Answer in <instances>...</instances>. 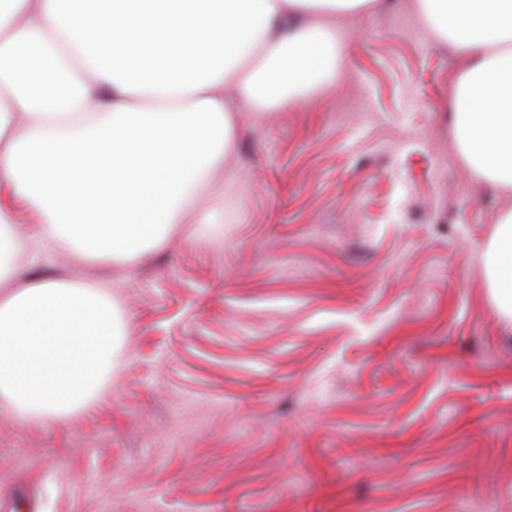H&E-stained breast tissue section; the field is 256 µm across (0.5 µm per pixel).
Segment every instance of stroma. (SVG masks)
Here are the masks:
<instances>
[{
  "label": "stroma",
  "mask_w": 512,
  "mask_h": 512,
  "mask_svg": "<svg viewBox=\"0 0 512 512\" xmlns=\"http://www.w3.org/2000/svg\"><path fill=\"white\" fill-rule=\"evenodd\" d=\"M329 87L247 118L224 217L112 285L129 330L99 405L0 413L8 512H512V335L479 255L512 192L448 115L463 67L413 0L338 18Z\"/></svg>",
  "instance_id": "obj_1"
}]
</instances>
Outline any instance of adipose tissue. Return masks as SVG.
Segmentation results:
<instances>
[{
    "instance_id": "adipose-tissue-1",
    "label": "adipose tissue",
    "mask_w": 512,
    "mask_h": 512,
    "mask_svg": "<svg viewBox=\"0 0 512 512\" xmlns=\"http://www.w3.org/2000/svg\"><path fill=\"white\" fill-rule=\"evenodd\" d=\"M378 0H0V409L37 426L112 389L109 290L32 275L59 244L127 264L199 240L241 113L296 107L336 73L331 21ZM461 55L452 124L478 181L512 191V0H416ZM41 223L19 229L20 212ZM480 262L512 328V211Z\"/></svg>"
}]
</instances>
